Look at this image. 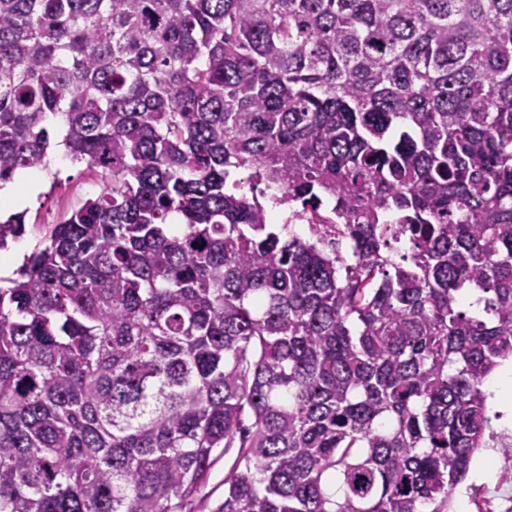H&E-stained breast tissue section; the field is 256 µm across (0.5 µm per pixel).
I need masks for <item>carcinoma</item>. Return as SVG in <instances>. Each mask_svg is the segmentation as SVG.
I'll return each mask as SVG.
<instances>
[{
    "mask_svg": "<svg viewBox=\"0 0 512 512\" xmlns=\"http://www.w3.org/2000/svg\"><path fill=\"white\" fill-rule=\"evenodd\" d=\"M51 116L107 183L0 287V512H192L232 448L212 512H451L512 359V0H0V182ZM500 369L488 381L489 392H493L495 388V383L498 378V372ZM510 373H512V362L510 365V370L507 364H505L501 369L500 377L498 379L495 390V401L497 403H508L512 401V385L511 380L509 379ZM236 450L233 448L215 460L207 482L198 496L197 502L199 499H202V501L195 512H210L217 501L224 499V475L227 474L234 462Z\"/></svg>",
    "mask_w": 512,
    "mask_h": 512,
    "instance_id": "cac0c4a2",
    "label": "carcinoma"
}]
</instances>
